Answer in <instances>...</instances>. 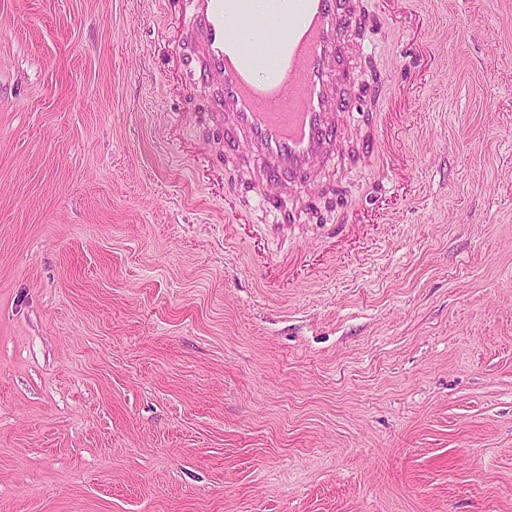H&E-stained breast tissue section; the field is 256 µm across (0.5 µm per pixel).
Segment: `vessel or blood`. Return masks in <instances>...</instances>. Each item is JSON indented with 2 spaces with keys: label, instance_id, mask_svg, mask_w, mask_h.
Masks as SVG:
<instances>
[{
  "label": "vessel or blood",
  "instance_id": "vessel-or-blood-1",
  "mask_svg": "<svg viewBox=\"0 0 512 512\" xmlns=\"http://www.w3.org/2000/svg\"><path fill=\"white\" fill-rule=\"evenodd\" d=\"M186 87L212 95L208 125L224 130V169L249 152L269 185L301 184L341 148V116L358 106L341 85L358 29L350 0H185Z\"/></svg>",
  "mask_w": 512,
  "mask_h": 512
}]
</instances>
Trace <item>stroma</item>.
Masks as SVG:
<instances>
[{"label":"stroma","mask_w":512,"mask_h":512,"mask_svg":"<svg viewBox=\"0 0 512 512\" xmlns=\"http://www.w3.org/2000/svg\"><path fill=\"white\" fill-rule=\"evenodd\" d=\"M357 5L285 225L171 0H0V512H512V0Z\"/></svg>","instance_id":"stroma-1"}]
</instances>
